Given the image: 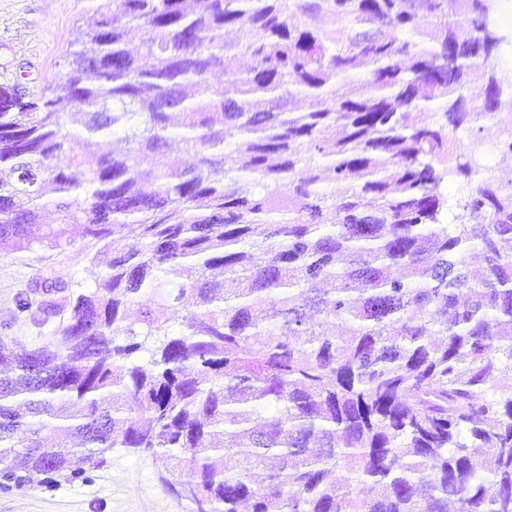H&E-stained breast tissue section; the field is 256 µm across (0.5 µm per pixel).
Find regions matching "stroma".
<instances>
[{
	"label": "stroma",
	"instance_id": "35a3bbf8",
	"mask_svg": "<svg viewBox=\"0 0 512 512\" xmlns=\"http://www.w3.org/2000/svg\"><path fill=\"white\" fill-rule=\"evenodd\" d=\"M89 0H0V64L24 66L25 85L40 87L66 71L65 49L82 23ZM96 247L79 232L57 249L40 245L0 252V323H10L17 347L52 342L50 327L16 317L17 298L34 282L52 278L70 288L92 285L97 272L87 256ZM159 481L152 462L116 452L109 467L87 481H59L51 488L0 490V512H186Z\"/></svg>",
	"mask_w": 512,
	"mask_h": 512
}]
</instances>
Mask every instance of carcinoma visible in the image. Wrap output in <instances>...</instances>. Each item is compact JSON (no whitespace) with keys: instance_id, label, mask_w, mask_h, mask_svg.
Masks as SVG:
<instances>
[{"instance_id":"1","label":"carcinoma","mask_w":512,"mask_h":512,"mask_svg":"<svg viewBox=\"0 0 512 512\" xmlns=\"http://www.w3.org/2000/svg\"><path fill=\"white\" fill-rule=\"evenodd\" d=\"M498 2L112 0L58 84L0 68V251L102 268L0 335V489L122 450L188 512H512Z\"/></svg>"}]
</instances>
